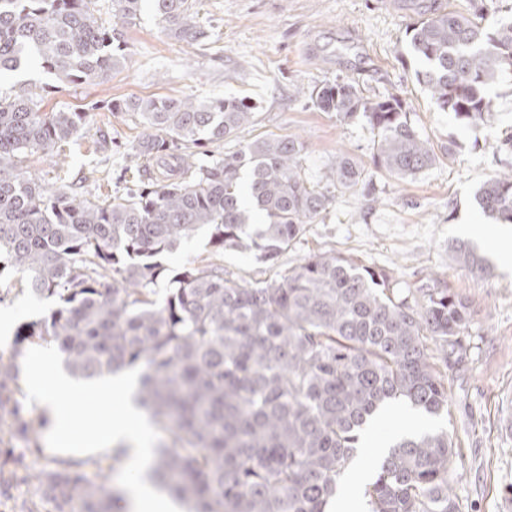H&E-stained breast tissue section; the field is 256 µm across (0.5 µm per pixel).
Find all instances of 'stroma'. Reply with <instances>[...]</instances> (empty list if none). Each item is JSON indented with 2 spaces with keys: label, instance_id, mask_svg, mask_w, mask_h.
<instances>
[{
  "label": "stroma",
  "instance_id": "stroma-1",
  "mask_svg": "<svg viewBox=\"0 0 512 512\" xmlns=\"http://www.w3.org/2000/svg\"><path fill=\"white\" fill-rule=\"evenodd\" d=\"M470 0H198L199 20L209 37L187 48L169 37L151 6H143L132 24H121L112 0H97L103 21L121 26L125 61L106 80L93 84H59L42 68L0 79L9 91L27 82L44 86L40 109L89 108L99 111L64 151L29 156L28 170L37 177L94 199L122 195L124 157L146 129L122 112L106 111L110 102L131 97L190 96L199 100L232 96L255 103L253 122L236 139L197 148L196 160L208 163L238 145L262 136L298 135L307 149L302 166L309 183H324L337 156L346 155L372 173L375 191L337 193L328 209L305 234L267 264L246 250L224 253V268L242 284L279 278L305 257L332 251L358 263L390 272L402 288L417 287L433 276L470 303L467 359L448 367V411L434 427L453 437L459 452L461 480L457 493L463 512H512V272L499 262L500 251L512 249V238L501 237L497 248L479 244L492 273L478 277L454 259L451 246L465 240L460 224L469 214L475 223L488 218L477 205L480 185L512 170V152L501 142L512 136V75L501 76L490 89L493 116L476 125H463L442 111L416 73L423 67L413 53L408 29L420 12L467 10ZM336 79L354 82L364 96H399L417 133L435 145H451L453 154L434 167L405 179L377 171L372 165L375 134L365 116L339 121L320 111L298 90L312 91ZM115 146L103 161L102 137ZM53 300H38L19 292L12 281L0 280V312L9 317L0 336V356L23 362L34 351L31 343L15 345L14 331L25 321L48 317ZM23 403L33 422L42 423L44 457L40 467L54 461L79 459L93 483L127 485L134 470L120 465V480L111 469H98L97 452L63 448L55 441L47 407L20 376Z\"/></svg>",
  "mask_w": 512,
  "mask_h": 512
}]
</instances>
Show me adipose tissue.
Instances as JSON below:
<instances>
[{
	"instance_id": "obj_1",
	"label": "adipose tissue",
	"mask_w": 512,
	"mask_h": 512,
	"mask_svg": "<svg viewBox=\"0 0 512 512\" xmlns=\"http://www.w3.org/2000/svg\"><path fill=\"white\" fill-rule=\"evenodd\" d=\"M30 379L47 403L53 419V433L62 446L74 447L79 434L92 435L91 447L103 450L119 443L136 445L134 465H143L151 456L149 446L150 426L143 413L128 399L127 378L116 376L105 381L78 382L62 374L47 373L39 353L27 358ZM65 398L66 406H58V398ZM88 401L121 403L119 412L109 418H78L68 410L69 405ZM127 512H186V508L167 492L150 483L136 481L127 488Z\"/></svg>"
}]
</instances>
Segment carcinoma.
Listing matches in <instances>:
<instances>
[{
  "label": "carcinoma",
  "mask_w": 512,
  "mask_h": 512,
  "mask_svg": "<svg viewBox=\"0 0 512 512\" xmlns=\"http://www.w3.org/2000/svg\"><path fill=\"white\" fill-rule=\"evenodd\" d=\"M170 37L209 38L192 0H113L132 24L144 2ZM123 32L95 16L93 0H0V73L35 59L68 83L104 80L125 60ZM417 73L439 108L466 124L494 111L488 88L512 72V20L480 4L471 14L433 13L417 22ZM33 87L0 97V275L57 308L21 323L15 341L42 342L70 370L91 379L140 370L135 401L165 436L148 476L191 512H326L367 420L406 404L431 415L448 409V375L434 362L467 359L469 304L434 279L396 288L384 269L323 252L280 278L243 285L224 277V251L248 248L275 262L326 211L338 190L367 186L364 169L336 157L323 186L303 172L305 142L254 139L204 166L194 148L221 142L249 123L242 98H130L108 107L152 129L132 147L123 196L95 201L51 190L26 159L68 142L86 111L41 112ZM348 121L361 112L377 130L374 166L395 178L430 169L438 153L407 119L396 96L369 100L351 82L311 96ZM484 214L512 224V171L476 193ZM265 218L251 223L252 212ZM201 226L212 258L171 275L162 256ZM455 259L482 275L485 257L455 244ZM162 278L169 288L152 298ZM19 369L0 355V433L26 435L42 452L17 400ZM447 432L402 437L375 458L364 486L368 512H462ZM83 462L46 471L40 499L23 512H112L118 492L91 483Z\"/></svg>",
  "instance_id": "carcinoma-1"
}]
</instances>
